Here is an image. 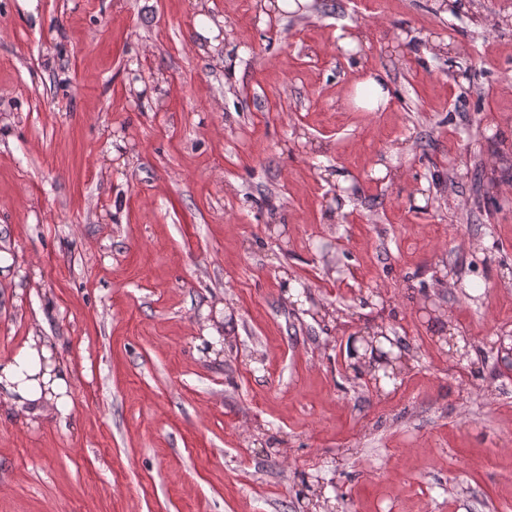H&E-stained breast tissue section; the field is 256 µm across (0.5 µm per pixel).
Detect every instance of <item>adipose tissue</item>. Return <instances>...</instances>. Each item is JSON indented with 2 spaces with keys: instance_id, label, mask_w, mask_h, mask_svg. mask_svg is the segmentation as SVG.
<instances>
[{
  "instance_id": "1",
  "label": "adipose tissue",
  "mask_w": 512,
  "mask_h": 512,
  "mask_svg": "<svg viewBox=\"0 0 512 512\" xmlns=\"http://www.w3.org/2000/svg\"><path fill=\"white\" fill-rule=\"evenodd\" d=\"M390 100L388 77L377 68L363 70L347 89L348 103L364 112L384 111ZM69 390L68 373L60 367L54 347L45 337L30 335L17 354L0 361V395L29 414L67 417Z\"/></svg>"
}]
</instances>
